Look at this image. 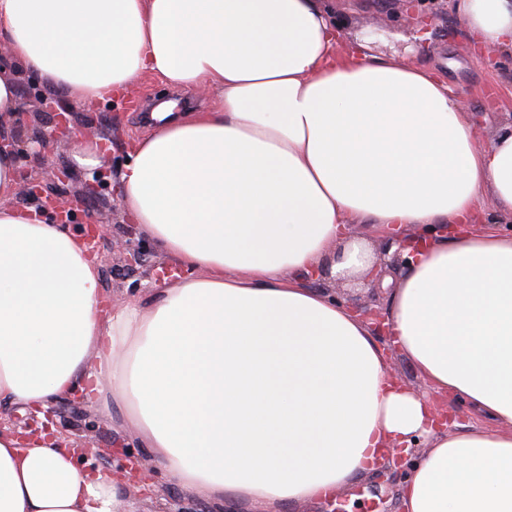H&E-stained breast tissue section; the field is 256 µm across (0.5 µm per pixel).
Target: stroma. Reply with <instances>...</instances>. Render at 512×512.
Listing matches in <instances>:
<instances>
[{
    "mask_svg": "<svg viewBox=\"0 0 512 512\" xmlns=\"http://www.w3.org/2000/svg\"><path fill=\"white\" fill-rule=\"evenodd\" d=\"M325 5L344 42L365 43L373 54L393 56L406 64L434 65L464 99L484 140H492L500 125L512 121V53L499 54L490 62L478 57L457 14L449 15L446 31L428 35L424 50L419 51L413 45L418 29L400 0H325ZM38 85L34 75H21L23 110L1 123L0 129L20 142L41 143V150L23 157L22 163L29 180L40 182L44 192L62 200L89 196L87 211L104 227L96 251L104 257L100 281L109 300L121 301L146 292L157 282L165 260L148 243L144 246L146 260L141 265L131 268L122 261L114 245L126 239L129 225L123 218L118 195L108 181L99 184L95 195H88L90 175L74 168L66 138L53 136L55 117L43 111L35 97ZM166 101L173 102L179 114L201 112L212 104L205 94L175 90L156 78L146 77L123 97L91 107H70L69 120L72 126L87 128L107 139L105 167L115 172L125 163L132 142L148 133L151 110ZM61 170L69 173L68 181L63 183L56 178ZM382 282L343 284L328 280L319 288L345 293L349 305H366L384 312L389 307V293ZM52 409L56 435L67 439L71 447L86 449L94 468L109 471L122 465L126 456L143 453L136 432L119 411L105 412L76 398L56 401ZM120 494L133 501L137 512H159L165 501L171 512H213L205 496H185L161 477L156 480L154 493L139 491L132 483L123 485Z\"/></svg>",
    "mask_w": 512,
    "mask_h": 512,
    "instance_id": "35a3bbf8",
    "label": "stroma"
}]
</instances>
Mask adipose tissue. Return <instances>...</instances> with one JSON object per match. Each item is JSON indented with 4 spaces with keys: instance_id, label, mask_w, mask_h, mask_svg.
<instances>
[{
    "instance_id": "ef3b65f1",
    "label": "adipose tissue",
    "mask_w": 512,
    "mask_h": 512,
    "mask_svg": "<svg viewBox=\"0 0 512 512\" xmlns=\"http://www.w3.org/2000/svg\"><path fill=\"white\" fill-rule=\"evenodd\" d=\"M470 39L512 49V0H455ZM0 43L75 105L144 77L213 100L154 112L115 178L124 215L188 275L103 315L100 263L13 203L0 151V408L113 405L165 479L215 512L327 499L421 447L404 512H512V126L483 143L429 67L338 54L322 0H0ZM428 236L385 324L426 388L406 389L367 323L308 287L364 277L371 240ZM452 395L483 425L437 428ZM65 440L0 429V512H132Z\"/></svg>"
}]
</instances>
